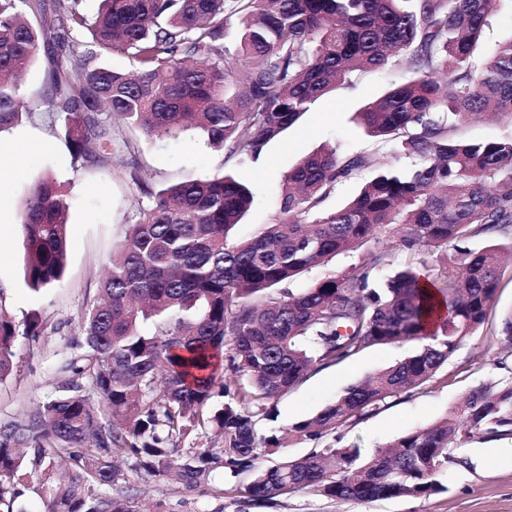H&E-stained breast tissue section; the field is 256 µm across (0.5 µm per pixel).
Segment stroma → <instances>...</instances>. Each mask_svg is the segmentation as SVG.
I'll return each instance as SVG.
<instances>
[{
	"label": "stroma",
	"instance_id": "stroma-1",
	"mask_svg": "<svg viewBox=\"0 0 512 512\" xmlns=\"http://www.w3.org/2000/svg\"><path fill=\"white\" fill-rule=\"evenodd\" d=\"M407 77L405 70L392 64L385 71L361 76L354 85L338 87L271 143L258 160L242 164L226 161L222 150L199 136L149 139L116 123L112 126L111 164L80 167L73 164L60 127L21 117L9 130L15 140L14 149L0 154V166H22L24 155L32 150L37 151L38 161L22 167V174L6 185L5 196L16 210L29 185L45 173H53L65 183L71 203L67 266L59 287L34 294L23 281V229L17 224L0 226V281L10 286L6 308L19 321L28 313H38L41 323L39 336L19 338L16 344L12 373L0 382V418L30 412L54 392L59 354L95 299L112 250L143 200L128 175L131 165H139L146 182L155 186L188 176L224 173L249 184L254 203L235 228L236 236L245 237L257 225L275 218L284 176L308 153L323 147L372 157L392 153V145L366 135L352 117L392 82ZM511 311L509 270L484 324L459 346L433 379L388 399L316 443L291 435V428L332 403L349 385L409 354L415 345L375 346L354 359L312 369L300 386L267 402L273 417L261 420L259 429L264 434L278 435L282 445L259 459V466L303 457L317 446L357 447L362 454H370L394 438L446 416L473 387L512 380V354L499 336L501 319ZM459 456L460 463L448 465L437 476L442 491L420 498L369 502L333 500L311 488L270 501H252L239 491L251 477L247 471L234 478L224 469H215L209 476L208 489L189 491L165 477L136 469L133 460L124 461L123 468L135 485L137 512H512V439H477Z\"/></svg>",
	"mask_w": 512,
	"mask_h": 512
}]
</instances>
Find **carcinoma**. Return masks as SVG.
I'll return each instance as SVG.
<instances>
[{
    "label": "carcinoma",
    "mask_w": 512,
    "mask_h": 512,
    "mask_svg": "<svg viewBox=\"0 0 512 512\" xmlns=\"http://www.w3.org/2000/svg\"><path fill=\"white\" fill-rule=\"evenodd\" d=\"M0 0V131L23 113L64 123L76 161H112V118L147 138L206 136L229 160L259 157L320 98L394 62L417 78L393 84L358 112L366 133L394 145L370 159L325 148L286 174L274 222L248 238L233 231L254 202L230 175L154 187L134 168L147 203L112 251L97 297L56 363L53 396L32 414L0 420V512L30 490L43 512H136L117 456L186 488L217 464L232 475L280 440L256 414L301 384L315 366L376 345L415 342L412 354L347 387L292 427L315 440L386 399L431 380L494 307L503 255L512 254V134L471 141L456 128L474 116L512 117V37L481 67L496 0ZM240 49L224 50L227 20ZM80 32L86 50L59 47ZM128 55L129 70L96 62ZM48 56L41 100L21 92ZM410 161L404 169L396 158ZM359 194L325 209L336 186L367 170ZM69 204L50 173L28 190L17 221L26 238L23 280L41 293L66 268ZM484 238L472 249L468 242ZM396 242L405 256L393 265ZM450 252L424 288L419 266ZM359 254L341 274L291 285L337 255ZM0 284V382L12 372L19 323ZM227 398L210 415L214 393ZM215 423L220 449L176 443ZM512 438V380L471 389L450 415L403 434L371 456L323 448L256 470L243 487L267 501L313 487L335 500L422 497L436 474L476 439ZM38 485H24L28 474Z\"/></svg>",
    "instance_id": "cac0c4a2"
}]
</instances>
